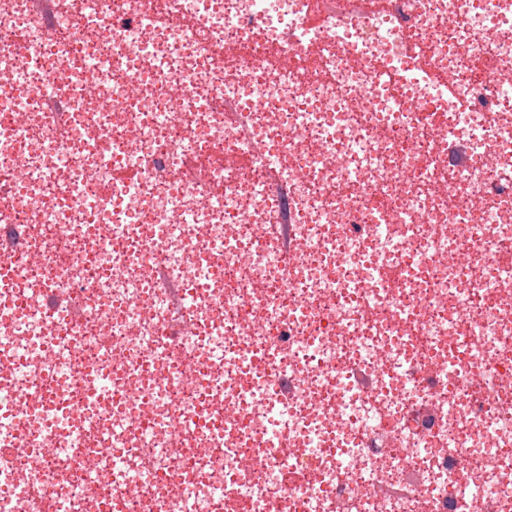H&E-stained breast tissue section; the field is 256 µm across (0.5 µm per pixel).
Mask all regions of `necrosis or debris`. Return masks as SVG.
<instances>
[{
  "mask_svg": "<svg viewBox=\"0 0 512 512\" xmlns=\"http://www.w3.org/2000/svg\"><path fill=\"white\" fill-rule=\"evenodd\" d=\"M1 272L0 512H512V0H0Z\"/></svg>",
  "mask_w": 512,
  "mask_h": 512,
  "instance_id": "1",
  "label": "necrosis or debris"
}]
</instances>
